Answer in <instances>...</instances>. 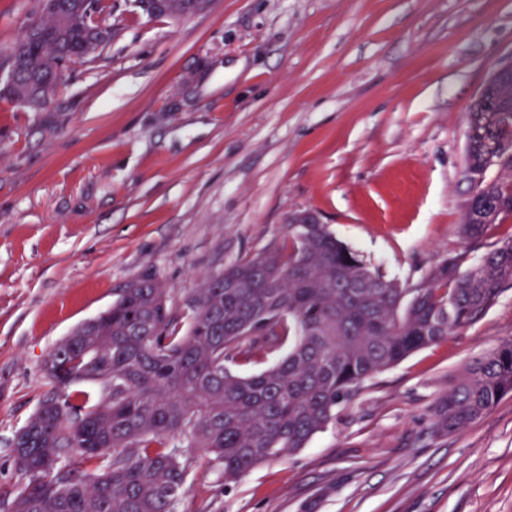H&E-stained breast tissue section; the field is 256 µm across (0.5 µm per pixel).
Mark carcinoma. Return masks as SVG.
<instances>
[{
	"label": "carcinoma",
	"instance_id": "cac0c4a2",
	"mask_svg": "<svg viewBox=\"0 0 512 512\" xmlns=\"http://www.w3.org/2000/svg\"><path fill=\"white\" fill-rule=\"evenodd\" d=\"M107 0H59L26 45L0 47L15 69L5 97L62 84L86 53ZM512 91L469 108L464 175L472 188L458 232L482 240L512 219ZM512 285V240L473 270L445 260L403 288L324 224H290L270 250L242 257L174 307L150 275L77 326L49 355L51 389L13 443L26 478L11 512H177L186 448H202L229 484L293 453L363 383L476 320ZM287 348L274 365L239 368ZM96 383L100 398L72 389ZM512 392V339L467 364L437 398L431 434L460 432Z\"/></svg>",
	"mask_w": 512,
	"mask_h": 512
}]
</instances>
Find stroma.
<instances>
[{
  "instance_id": "stroma-1",
  "label": "stroma",
  "mask_w": 512,
  "mask_h": 512,
  "mask_svg": "<svg viewBox=\"0 0 512 512\" xmlns=\"http://www.w3.org/2000/svg\"><path fill=\"white\" fill-rule=\"evenodd\" d=\"M108 3L111 43L69 63L51 107L0 98V512L47 356L129 282L176 305L299 210L405 288L512 236L458 234L468 109L512 59V0H210L176 21ZM37 5L0 0V45ZM510 337L512 287L236 483L188 449L178 512H512V394L429 434L460 369Z\"/></svg>"
}]
</instances>
